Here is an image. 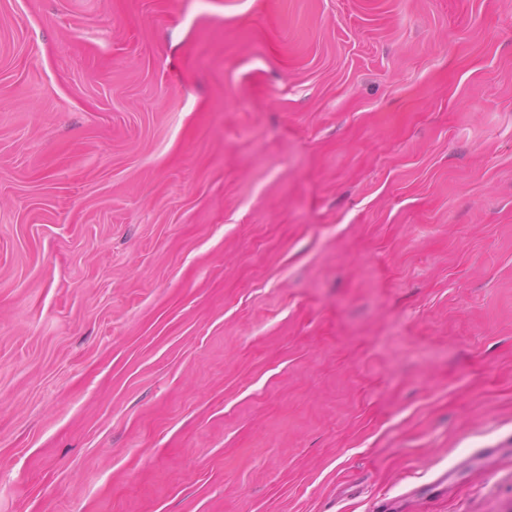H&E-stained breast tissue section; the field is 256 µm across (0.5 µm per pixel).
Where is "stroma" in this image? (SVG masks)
I'll return each instance as SVG.
<instances>
[{"mask_svg":"<svg viewBox=\"0 0 512 512\" xmlns=\"http://www.w3.org/2000/svg\"><path fill=\"white\" fill-rule=\"evenodd\" d=\"M0 512H512V0H0Z\"/></svg>","mask_w":512,"mask_h":512,"instance_id":"35a3bbf8","label":"stroma"}]
</instances>
